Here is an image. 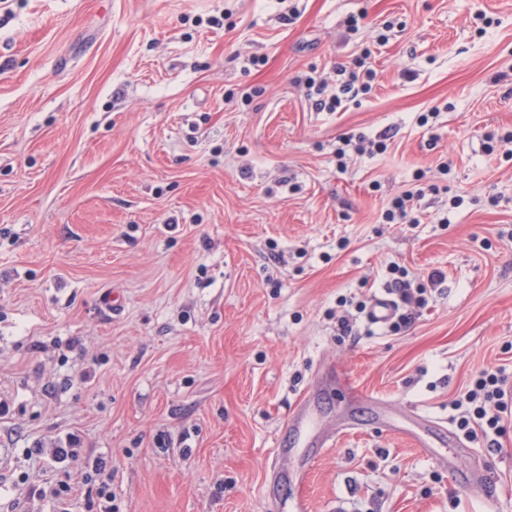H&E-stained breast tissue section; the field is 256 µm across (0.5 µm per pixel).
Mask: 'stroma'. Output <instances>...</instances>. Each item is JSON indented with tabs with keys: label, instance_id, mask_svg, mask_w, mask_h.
<instances>
[{
	"label": "stroma",
	"instance_id": "1",
	"mask_svg": "<svg viewBox=\"0 0 512 512\" xmlns=\"http://www.w3.org/2000/svg\"><path fill=\"white\" fill-rule=\"evenodd\" d=\"M366 48L372 91L317 110L305 78ZM494 132L512 0H0V512H55L31 490L64 483L82 512L98 456L116 512H512V421L467 455L451 408L482 369L512 378ZM358 133L386 150L338 168ZM417 189L416 223H385ZM396 268L414 322L339 335L340 300ZM325 365L364 398L317 394L359 429L311 454L286 424ZM413 412L458 447L414 448ZM70 434L81 460L36 454Z\"/></svg>",
	"mask_w": 512,
	"mask_h": 512
}]
</instances>
